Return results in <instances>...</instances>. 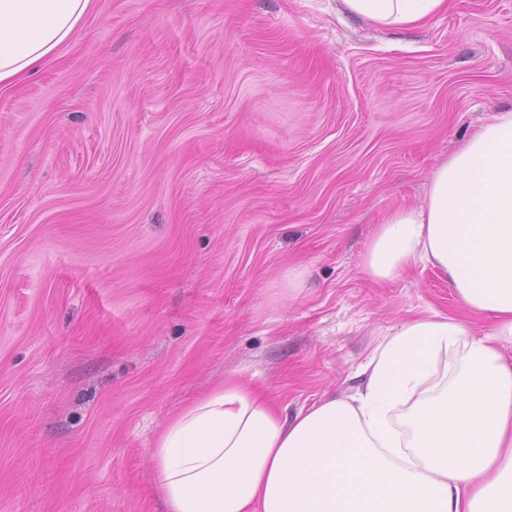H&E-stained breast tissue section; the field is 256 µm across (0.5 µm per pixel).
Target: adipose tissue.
Returning <instances> with one entry per match:
<instances>
[{
	"label": "adipose tissue",
	"instance_id": "adipose-tissue-1",
	"mask_svg": "<svg viewBox=\"0 0 512 512\" xmlns=\"http://www.w3.org/2000/svg\"><path fill=\"white\" fill-rule=\"evenodd\" d=\"M93 0H0V87L55 58ZM409 28L448 0H342ZM447 277L462 315H419L381 336L351 394L295 416L238 374L186 404L148 453L167 512H512V109L432 174L422 205L385 215L365 270ZM488 315L475 333L469 319Z\"/></svg>",
	"mask_w": 512,
	"mask_h": 512
}]
</instances>
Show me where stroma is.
<instances>
[{
    "label": "stroma",
    "mask_w": 512,
    "mask_h": 512,
    "mask_svg": "<svg viewBox=\"0 0 512 512\" xmlns=\"http://www.w3.org/2000/svg\"><path fill=\"white\" fill-rule=\"evenodd\" d=\"M511 108L512 0L402 29L339 0H94L0 88V512H165L148 450L227 373L292 416L458 313L436 269L379 284L365 255Z\"/></svg>",
    "instance_id": "35a3bbf8"
}]
</instances>
